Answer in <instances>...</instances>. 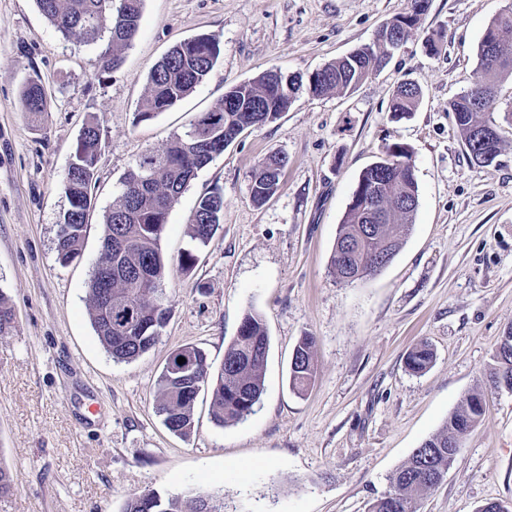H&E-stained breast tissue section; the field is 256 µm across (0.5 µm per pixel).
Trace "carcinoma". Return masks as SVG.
Segmentation results:
<instances>
[{"instance_id":"carcinoma-1","label":"carcinoma","mask_w":512,"mask_h":512,"mask_svg":"<svg viewBox=\"0 0 512 512\" xmlns=\"http://www.w3.org/2000/svg\"><path fill=\"white\" fill-rule=\"evenodd\" d=\"M40 13L65 39L77 37L88 44L107 40L99 53V70L112 73L122 65L121 51L136 37L141 21L143 0H35ZM427 0H410V9L395 17L392 29L397 39L377 33L371 45L325 65L308 78L307 90L314 96L331 91H346L380 69L389 51L404 41L416 27L417 6ZM220 54L216 41L207 35L186 39L149 72V92L137 121H145L163 112L200 85L212 71ZM477 77L466 91L448 101L465 146L477 147L499 155L501 136L494 133L489 143L477 139L480 128L488 123L486 114L495 111L501 83L512 78V8L502 11L486 28L478 46ZM302 87V79L268 72L251 83L230 88L211 110L200 113L187 131L177 134L161 151L142 155L122 182L121 194L104 215L103 258L100 265L110 268L108 281L91 277L89 299L92 325L102 346L119 362H130L149 351L156 343L168 319V311L158 296L168 262L161 250V238L170 209L187 189L198 171L228 144L224 136L205 138L206 120L216 116L220 128H258L277 120L292 104ZM421 97L412 83H402L392 98L390 112L401 119L415 111ZM24 110L34 116L46 111L47 99L39 79L31 77L23 86ZM102 147L101 125L88 121L80 131L69 165L63 193L68 208L57 233L58 261L66 265L81 251L92 202V185ZM412 160L403 144L385 146L383 157L366 168L357 186L364 188L372 204L393 213L381 223L372 222L368 211L348 206L339 225L329 258V272L337 279L352 283L377 272L376 257L394 258L399 243L414 223L417 207L401 208L403 199L418 200L413 164L391 171L383 167L390 157ZM286 157L271 154L262 159L252 178L250 197L262 205L278 190ZM149 175L147 181L140 180ZM224 210V198L217 192L200 197L190 219V238L205 246L213 236V221ZM14 328L11 307L0 294V335ZM314 346L311 336L299 342L290 369V385L303 392L314 374ZM270 351V336L258 312L244 315L237 336L225 350L221 370L214 374L205 353L194 345H185L177 353L194 358L195 373L165 366L158 377L156 413L173 433L189 436L194 428L193 408L199 395L196 387L211 394V419L218 425L240 421L253 412L265 382ZM435 359L431 346L421 341L407 354L406 366L414 374L427 372ZM512 374V337L505 334L492 355L486 382L493 389H504ZM485 415L481 391L469 394L449 417L445 426L414 449L410 458L391 478L392 490L375 499L369 512H418L420 500L448 474L455 459L456 446L475 429ZM224 512V500L213 496L163 498L149 490L133 495L124 512Z\"/></svg>"}]
</instances>
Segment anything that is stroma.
Returning <instances> with one entry per match:
<instances>
[{
	"instance_id": "1",
	"label": "stroma",
	"mask_w": 512,
	"mask_h": 512,
	"mask_svg": "<svg viewBox=\"0 0 512 512\" xmlns=\"http://www.w3.org/2000/svg\"><path fill=\"white\" fill-rule=\"evenodd\" d=\"M512 0H429L389 63L355 89L300 91L275 121L244 132L200 170L170 211L161 249L168 320L155 345L112 360L92 326L88 283L101 257L103 216L147 151L162 149L232 86L268 71L309 76L371 44L408 0H143L140 30L119 70L100 74L99 46L63 39L35 0H0V292L16 327L0 337V462L14 484L0 512H123L152 490L223 499L224 512H368L414 448L484 391L486 413L419 512L512 510V392L488 390L495 347L512 326V79L492 116L502 137L488 165L471 162L448 110L476 79L488 24ZM200 34L220 55L187 97L137 121L148 75L174 45ZM39 77L48 109L24 111ZM404 82L414 112L393 118ZM102 127L93 207L82 251L60 265L56 233L78 135ZM406 144L418 208L393 260L344 283L328 268L360 173L385 145ZM287 158L264 205L252 176L270 154ZM224 197L210 242L194 248L189 220L200 197ZM194 250L195 266L181 256ZM271 339L264 391L242 421L216 426L199 395L188 438L157 415L156 380L169 355L200 347L212 371L248 310ZM315 339L305 393L288 382L295 345ZM435 352L422 375L408 350ZM421 97L420 89L412 83H402L397 87L392 98L390 112L393 117L401 119L410 112H414ZM434 359V350L426 341H421L408 352L406 366L414 374H424L431 368Z\"/></svg>"
}]
</instances>
